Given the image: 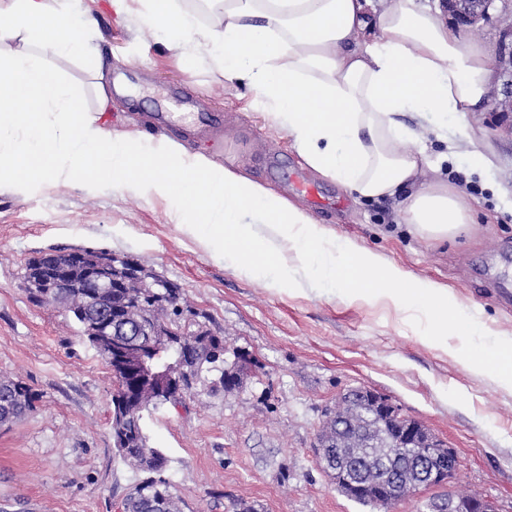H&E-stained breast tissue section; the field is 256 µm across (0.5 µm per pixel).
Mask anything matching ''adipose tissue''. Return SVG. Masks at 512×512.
Listing matches in <instances>:
<instances>
[{
    "label": "adipose tissue",
    "instance_id": "adipose-tissue-1",
    "mask_svg": "<svg viewBox=\"0 0 512 512\" xmlns=\"http://www.w3.org/2000/svg\"><path fill=\"white\" fill-rule=\"evenodd\" d=\"M115 16L162 28L187 60L255 94L254 106L279 125L309 167L357 200L403 195L402 218L432 241L460 234L472 216L442 180L417 181L432 167L417 140L415 114L436 117L433 132H460L484 102L492 71L484 49L461 41L440 14L417 0H224V26H203L178 0H110ZM96 22L73 0H0V183L71 179L76 171L147 197L176 203L173 218L204 250H231L244 270L284 288L288 260L298 271L345 289L352 299L384 300L434 323L447 318V289L411 277L356 248L305 210L238 170L189 154L169 141L140 151L31 48L40 44L88 61L101 108L112 95L93 43Z\"/></svg>",
    "mask_w": 512,
    "mask_h": 512
}]
</instances>
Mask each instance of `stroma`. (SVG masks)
<instances>
[{
    "label": "stroma",
    "instance_id": "obj_1",
    "mask_svg": "<svg viewBox=\"0 0 512 512\" xmlns=\"http://www.w3.org/2000/svg\"><path fill=\"white\" fill-rule=\"evenodd\" d=\"M97 19L95 42L124 78L113 96L109 129L141 148L182 142L215 164L231 166L309 211L338 237L377 252L412 277L448 289L454 313L476 332L448 348L426 339L428 325L382 304L352 302L344 290L310 281L278 289L242 270L224 251H201L179 230L167 201L76 178L30 181L0 190V374L21 379L39 399L23 420L0 427V504L17 512H119L139 476L119 459L110 431L112 370L72 316L33 304L23 284L29 259L54 248L107 249L138 258L183 293V320L222 337L224 359L246 353L250 370L233 390L197 383L178 406L145 414L152 447L184 512H372L330 483L314 450L326 409L343 390L367 387L388 396L452 448L459 466L448 486L405 497L396 512H429L432 500L462 493L512 512V391L471 361L493 336H512V304L494 294L512 285V114L483 105L466 117L461 155L439 173L471 206L467 232L443 242L410 233L401 198L355 202L310 168L286 134L250 105L251 90L225 83L208 67L182 60L162 29L117 22L108 0H77ZM43 62L98 102L88 65L38 50ZM192 94L189 102L176 91ZM200 112L224 120V153L180 129L149 137L153 112ZM478 150L493 167L470 173L464 155Z\"/></svg>",
    "mask_w": 512,
    "mask_h": 512
}]
</instances>
